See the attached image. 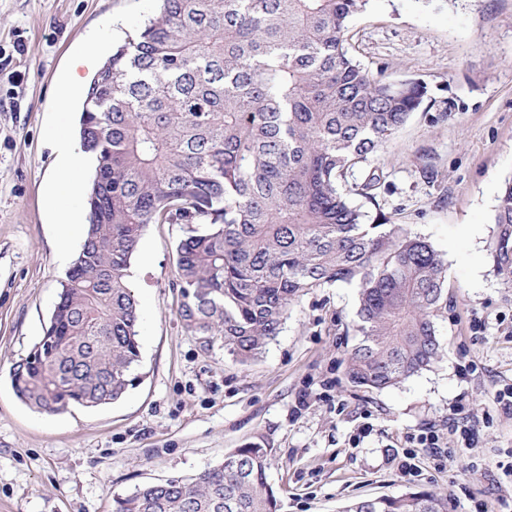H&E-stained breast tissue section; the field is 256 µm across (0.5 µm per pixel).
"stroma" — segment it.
Here are the masks:
<instances>
[{
	"mask_svg": "<svg viewBox=\"0 0 512 512\" xmlns=\"http://www.w3.org/2000/svg\"><path fill=\"white\" fill-rule=\"evenodd\" d=\"M155 9L0 0V512H111L114 496L195 475L250 442L271 451L279 512H341L409 491L447 492L448 512H469L475 497L494 510L512 499V414L495 400L512 386V281L496 268L494 222L512 176V0H369L350 25L354 60L426 86L419 109L353 176L378 171L375 201L351 202L364 223L402 225L448 262L430 368L383 390L348 382L354 282L301 297L263 354L235 361L221 338L203 341L180 323L182 230L151 224L131 266L135 385L111 404L56 415L15 397L10 369L42 336L83 238L52 223L45 203L62 74L88 42L112 51ZM458 406L476 421L473 447L451 461L417 449V476L403 474L410 436L452 441Z\"/></svg>",
	"mask_w": 512,
	"mask_h": 512,
	"instance_id": "1",
	"label": "stroma"
}]
</instances>
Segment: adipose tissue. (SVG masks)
I'll return each instance as SVG.
<instances>
[{
    "label": "adipose tissue",
    "mask_w": 512,
    "mask_h": 512,
    "mask_svg": "<svg viewBox=\"0 0 512 512\" xmlns=\"http://www.w3.org/2000/svg\"><path fill=\"white\" fill-rule=\"evenodd\" d=\"M94 65V52L90 49L73 61L58 92L59 120L48 131L49 139L58 150L57 174L48 190V198L56 222L71 226L81 222L78 195L82 174L94 165L95 158L85 153L74 140L64 136L62 129L67 123L73 100L87 90L89 74Z\"/></svg>",
    "instance_id": "ef3b65f1"
}]
</instances>
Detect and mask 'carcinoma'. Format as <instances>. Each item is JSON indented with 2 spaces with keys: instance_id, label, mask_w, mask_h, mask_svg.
<instances>
[{
  "instance_id": "obj_1",
  "label": "carcinoma",
  "mask_w": 512,
  "mask_h": 512,
  "mask_svg": "<svg viewBox=\"0 0 512 512\" xmlns=\"http://www.w3.org/2000/svg\"><path fill=\"white\" fill-rule=\"evenodd\" d=\"M367 0H157L93 77L80 142L96 155L79 252L48 327L14 364L15 396L34 409L110 404L134 385L138 304L129 271L149 224H179L177 316L257 358L291 306L337 282L360 285L352 385L382 390L439 356L435 319L446 263L400 224L362 223L348 183L425 95L350 54ZM499 273L512 278V178L495 210ZM271 449L238 448L191 478L115 496L112 512H279ZM344 512H448V494L359 499Z\"/></svg>"
}]
</instances>
